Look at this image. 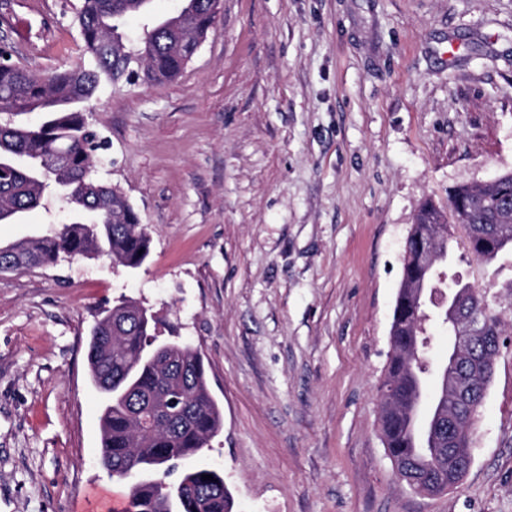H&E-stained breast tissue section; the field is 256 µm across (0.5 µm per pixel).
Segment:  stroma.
I'll return each instance as SVG.
<instances>
[{
	"mask_svg": "<svg viewBox=\"0 0 512 512\" xmlns=\"http://www.w3.org/2000/svg\"><path fill=\"white\" fill-rule=\"evenodd\" d=\"M80 7L0 0V42L37 73L76 66ZM87 121L151 255L0 273V512L125 494L86 361L123 297L201 354L224 428L193 463L223 472L234 512H512V254L449 267L494 285L507 340L462 480L399 484L378 424L421 203L512 171V0H221L176 79L105 87ZM65 217L47 204L0 243Z\"/></svg>",
	"mask_w": 512,
	"mask_h": 512,
	"instance_id": "35a3bbf8",
	"label": "stroma"
}]
</instances>
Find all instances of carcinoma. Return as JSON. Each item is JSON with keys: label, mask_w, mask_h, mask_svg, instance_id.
I'll return each instance as SVG.
<instances>
[{"label": "carcinoma", "mask_w": 512, "mask_h": 512, "mask_svg": "<svg viewBox=\"0 0 512 512\" xmlns=\"http://www.w3.org/2000/svg\"><path fill=\"white\" fill-rule=\"evenodd\" d=\"M151 0H83L77 23L87 61L51 74L30 71L0 50V224L43 205L53 196L79 215L34 239L0 245V272L52 267L62 258L105 253L126 268H140L151 237L126 196L95 178L105 143L88 126L89 102L105 85L121 81L160 84L175 79L192 59L184 33L203 40L214 23L217 0H183L180 11L156 20L134 45L121 40L126 18L148 12ZM42 114L36 125L17 117ZM448 212L467 232L465 250L490 263L512 253V171L479 186L462 184L449 193ZM440 210L425 203L417 230L445 224ZM451 261L442 250L433 267L403 264V278L423 288L398 290L391 324V353L380 385V429L393 472L414 486L457 483L471 459V427L493 376L490 357L499 350L500 320L489 288L452 279L449 293L460 313L476 320L481 335L442 366L440 387L423 433L418 399L429 372L426 323L434 293ZM138 304L123 300L102 310L86 351L90 379L108 395L101 416L102 466L128 488L124 512H232L224 474L186 462L209 446L224 427L197 349L173 336L156 362L130 366L151 340L157 318L146 325L132 315ZM213 480H204L202 475Z\"/></svg>", "instance_id": "carcinoma-1"}]
</instances>
